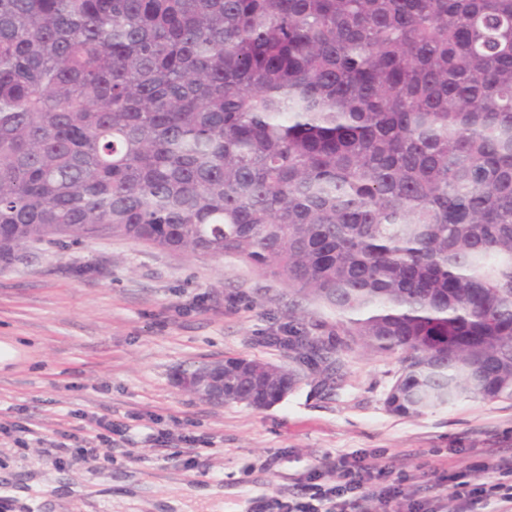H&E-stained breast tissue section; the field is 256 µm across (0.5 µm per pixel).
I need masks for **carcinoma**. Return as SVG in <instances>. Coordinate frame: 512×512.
<instances>
[{
	"label": "carcinoma",
	"mask_w": 512,
	"mask_h": 512,
	"mask_svg": "<svg viewBox=\"0 0 512 512\" xmlns=\"http://www.w3.org/2000/svg\"><path fill=\"white\" fill-rule=\"evenodd\" d=\"M100 236L270 270L404 353L394 414L512 398V0H0V262Z\"/></svg>",
	"instance_id": "cac0c4a2"
}]
</instances>
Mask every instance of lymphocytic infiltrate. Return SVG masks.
<instances>
[{
  "label": "lymphocytic infiltrate",
  "mask_w": 512,
  "mask_h": 512,
  "mask_svg": "<svg viewBox=\"0 0 512 512\" xmlns=\"http://www.w3.org/2000/svg\"><path fill=\"white\" fill-rule=\"evenodd\" d=\"M456 512H512V454L478 457L466 470L438 477ZM294 493L273 498L258 512H439V499L418 498L410 475L353 453L325 456L295 479Z\"/></svg>",
  "instance_id": "1"
}]
</instances>
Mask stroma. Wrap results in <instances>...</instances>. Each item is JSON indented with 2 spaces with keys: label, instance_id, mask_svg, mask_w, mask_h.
I'll return each instance as SVG.
<instances>
[{
  "label": "stroma",
  "instance_id": "stroma-1",
  "mask_svg": "<svg viewBox=\"0 0 512 512\" xmlns=\"http://www.w3.org/2000/svg\"><path fill=\"white\" fill-rule=\"evenodd\" d=\"M336 322L319 301L231 257L118 237L27 246L0 263V422L18 426L0 434V512H250L334 451L407 472L419 497L446 498L435 470L512 451V399L401 417L384 399L402 351L357 343L330 351V363L296 366L266 339L294 326L324 340ZM230 357L293 366L301 380L267 408L207 402L177 385L181 370ZM136 413L160 420L169 445L138 428L109 451L49 448L61 430L86 437L89 415L125 423ZM186 435L213 443L194 467ZM454 507L446 498V512Z\"/></svg>",
  "mask_w": 512,
  "mask_h": 512
}]
</instances>
